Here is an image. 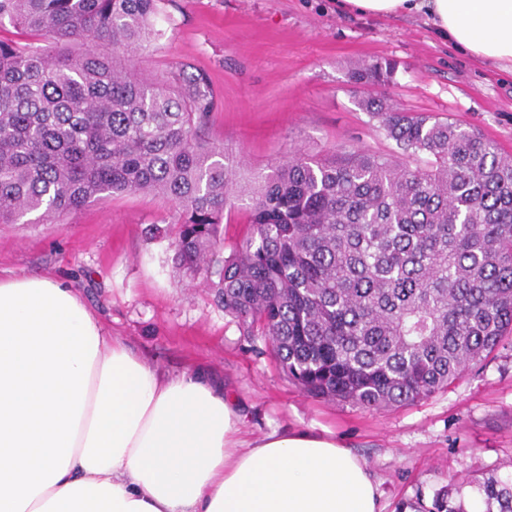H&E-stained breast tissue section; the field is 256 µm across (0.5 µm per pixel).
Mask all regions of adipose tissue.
<instances>
[{
	"label": "adipose tissue",
	"instance_id": "ef3b65f1",
	"mask_svg": "<svg viewBox=\"0 0 512 512\" xmlns=\"http://www.w3.org/2000/svg\"><path fill=\"white\" fill-rule=\"evenodd\" d=\"M407 13L512 75V0H336ZM236 398L163 375L69 284L0 277V512H380L367 464L303 430L247 443Z\"/></svg>",
	"mask_w": 512,
	"mask_h": 512
}]
</instances>
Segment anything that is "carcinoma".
<instances>
[{
  "label": "carcinoma",
  "mask_w": 512,
  "mask_h": 512,
  "mask_svg": "<svg viewBox=\"0 0 512 512\" xmlns=\"http://www.w3.org/2000/svg\"><path fill=\"white\" fill-rule=\"evenodd\" d=\"M159 0H0V20L43 48L0 40V224L53 223L124 193L179 215L176 265L215 275V298L268 338L316 398L380 409L428 399L512 345V155L480 132L404 112L382 92L395 65L349 82L401 156L297 151L242 185L200 137L216 108L200 77L147 74L129 53L160 36ZM250 200L249 234L221 226ZM512 512V480L478 483ZM451 491L412 512H463Z\"/></svg>",
  "instance_id": "carcinoma-1"
}]
</instances>
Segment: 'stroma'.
<instances>
[{"label": "stroma", "instance_id": "obj_1", "mask_svg": "<svg viewBox=\"0 0 512 512\" xmlns=\"http://www.w3.org/2000/svg\"><path fill=\"white\" fill-rule=\"evenodd\" d=\"M162 38L139 69L203 77L217 100L201 135L244 178L296 151L355 147L397 154L358 104L347 73L387 59L399 108L480 130L512 155V77L460 53L420 18L342 13L336 0H160ZM162 198L123 194L53 224H0V275H42L77 288L104 328L161 372L201 371L247 415L245 441L283 428L331 433L368 465L381 512H411L416 497L475 493L477 479L512 478V348L418 403L366 409L314 398L244 336L201 276L176 267Z\"/></svg>", "mask_w": 512, "mask_h": 512}]
</instances>
